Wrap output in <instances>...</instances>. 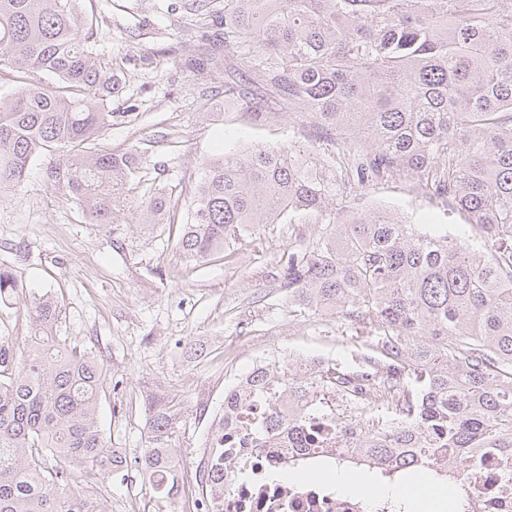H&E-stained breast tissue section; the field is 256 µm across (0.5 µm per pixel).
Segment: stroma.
<instances>
[{
	"label": "stroma",
	"instance_id": "obj_1",
	"mask_svg": "<svg viewBox=\"0 0 512 512\" xmlns=\"http://www.w3.org/2000/svg\"><path fill=\"white\" fill-rule=\"evenodd\" d=\"M171 0H82L96 52L121 71L118 114L101 139L143 152L148 185H161L186 218L201 164L227 148L249 145L335 155L339 135L316 139L309 119L276 104L255 122L224 94L236 82L244 95L258 83L240 74L236 58L218 69L183 68L187 52L211 43L191 10ZM50 156L36 158L26 179L0 194V267L19 285L0 300V341L21 343L30 332L34 297L57 296L59 333L68 343L94 346L104 362L99 421L109 448L136 462L148 446L151 405L173 403L180 419L169 446L182 472L180 496L199 499L191 473L224 415V392L257 357L316 356L350 362L353 342L337 315L293 318L279 286L281 257L317 241L322 224L297 218L244 236L201 265H186L176 247L178 225L145 226L127 200L117 223H87L78 204L48 176ZM347 208L392 210L415 224L464 233L459 217L416 181L387 180L342 200ZM107 512H155L142 477L113 478Z\"/></svg>",
	"mask_w": 512,
	"mask_h": 512
}]
</instances>
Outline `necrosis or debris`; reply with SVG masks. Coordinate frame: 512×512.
Listing matches in <instances>:
<instances>
[{
    "label": "necrosis or debris",
    "mask_w": 512,
    "mask_h": 512,
    "mask_svg": "<svg viewBox=\"0 0 512 512\" xmlns=\"http://www.w3.org/2000/svg\"><path fill=\"white\" fill-rule=\"evenodd\" d=\"M263 415V403L250 401L224 432V479L229 488L222 512H401L399 502L377 495L340 493L332 485L313 481L292 485L271 480L270 472L289 465L307 466L317 456L285 448H255L247 441L236 443V436Z\"/></svg>",
    "instance_id": "1"
}]
</instances>
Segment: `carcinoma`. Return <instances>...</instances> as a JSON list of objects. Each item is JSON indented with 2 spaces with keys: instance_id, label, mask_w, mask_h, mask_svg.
I'll return each mask as SVG.
<instances>
[{
  "instance_id": "cac0c4a2",
  "label": "carcinoma",
  "mask_w": 512,
  "mask_h": 512,
  "mask_svg": "<svg viewBox=\"0 0 512 512\" xmlns=\"http://www.w3.org/2000/svg\"><path fill=\"white\" fill-rule=\"evenodd\" d=\"M190 10L216 43L187 68L231 55L313 127L351 140L328 162L255 145L203 163L176 242L187 262L405 176L489 246L484 256L384 210L336 213L315 245L287 253L280 287L291 316L351 322L354 366L320 361L325 399L309 407L301 377L254 368L224 391L216 433L260 399V445L271 434L301 452L334 443L383 475L453 484L491 466L500 492L483 508L512 512V0H191ZM86 29L79 0H0V67L18 83L0 94V194L48 154L53 182L88 223H115L133 196L139 223L162 224L175 204L163 189L139 193L140 148L99 144L128 113L110 110L117 70ZM16 288L0 268V299ZM60 313L44 294L25 342H0V512H105L108 481L129 469L99 422L101 355L57 335ZM179 418L174 404L154 408L153 447L137 461L159 509L180 490L165 447ZM86 473L98 484L81 485ZM194 480L208 491L203 512H218L224 449L203 452Z\"/></svg>"
}]
</instances>
